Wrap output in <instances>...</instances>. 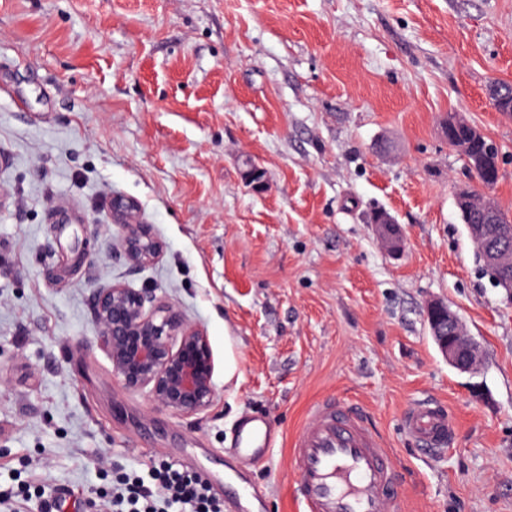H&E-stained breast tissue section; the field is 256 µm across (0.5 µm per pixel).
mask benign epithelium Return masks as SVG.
I'll return each mask as SVG.
<instances>
[{
	"label": "benign epithelium",
	"mask_w": 512,
	"mask_h": 512,
	"mask_svg": "<svg viewBox=\"0 0 512 512\" xmlns=\"http://www.w3.org/2000/svg\"><path fill=\"white\" fill-rule=\"evenodd\" d=\"M458 126L469 128L470 136L477 140L485 139L466 118L454 115L443 127V134L448 145L462 154L468 145L451 137V130ZM112 210L125 222L121 253L126 262L136 268L157 259L163 246L145 225L137 223L135 205L117 197L112 200ZM395 226L396 220L387 211L371 224L383 249L398 257L406 241ZM482 259L489 270L502 273L501 286L511 295L512 276L505 273V253L489 245ZM426 313L431 336L448 364L461 372L476 370L482 351L459 316L439 300L429 301ZM93 326L111 361L112 377L123 389L145 390L153 404L179 416L196 415L212 405L214 362L208 337L189 325L174 304L158 299L149 288L114 283L94 290Z\"/></svg>",
	"instance_id": "7a95c632"
}]
</instances>
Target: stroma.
Here are the masks:
<instances>
[{
  "label": "stroma",
  "mask_w": 512,
  "mask_h": 512,
  "mask_svg": "<svg viewBox=\"0 0 512 512\" xmlns=\"http://www.w3.org/2000/svg\"><path fill=\"white\" fill-rule=\"evenodd\" d=\"M512 0H0V486L5 512H99L115 475L161 461L230 503L302 512L292 445L310 409L351 403L386 441L404 512H512V296L476 261L455 205L474 174L442 135L464 114L497 147L512 211ZM262 174L261 186L248 179ZM116 197L163 244L116 257ZM407 239L385 254L369 220ZM151 288L204 331L213 404L180 417L112 377L93 292ZM483 350L462 373L425 304ZM445 405L436 454L401 428ZM281 435L240 468L238 419Z\"/></svg>",
  "instance_id": "35a3bbf8"
}]
</instances>
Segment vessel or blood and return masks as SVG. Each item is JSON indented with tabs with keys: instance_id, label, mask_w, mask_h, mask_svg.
Returning <instances> with one entry per match:
<instances>
[{
	"instance_id": "1",
	"label": "vessel or blood",
	"mask_w": 512,
	"mask_h": 512,
	"mask_svg": "<svg viewBox=\"0 0 512 512\" xmlns=\"http://www.w3.org/2000/svg\"><path fill=\"white\" fill-rule=\"evenodd\" d=\"M401 427L428 451L442 448L455 433L447 410L430 401L408 407ZM276 441L269 419L246 415L237 425L234 451L258 462L270 455ZM293 454V493L304 512H402L391 451L357 408L333 400L317 403L294 442Z\"/></svg>"
}]
</instances>
